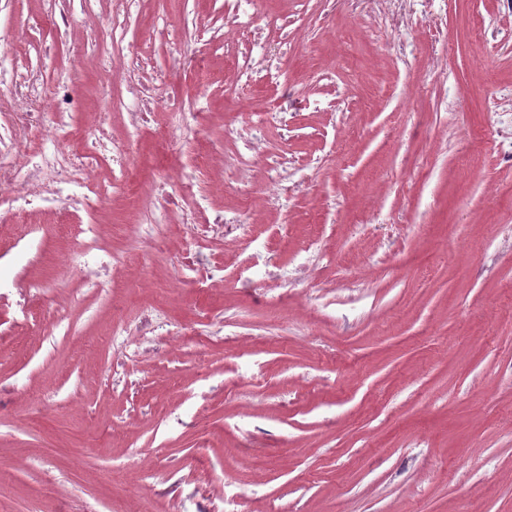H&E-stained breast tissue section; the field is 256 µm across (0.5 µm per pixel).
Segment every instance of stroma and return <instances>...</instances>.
<instances>
[{"label":"stroma","instance_id":"1","mask_svg":"<svg viewBox=\"0 0 512 512\" xmlns=\"http://www.w3.org/2000/svg\"><path fill=\"white\" fill-rule=\"evenodd\" d=\"M223 8L136 0L115 37L159 74L167 13L192 37ZM404 8L399 35L358 29L346 0L331 19L261 4L296 20L283 70L303 105L267 139L289 191L261 161L246 185L224 170L243 233L148 223L145 198L92 229L0 220V512H512V8ZM38 15L0 0V35L51 48L0 45V67L94 39ZM239 97L209 86L191 147L139 138L136 175L194 170Z\"/></svg>","mask_w":512,"mask_h":512}]
</instances>
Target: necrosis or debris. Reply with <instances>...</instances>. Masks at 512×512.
<instances>
[{
    "mask_svg": "<svg viewBox=\"0 0 512 512\" xmlns=\"http://www.w3.org/2000/svg\"><path fill=\"white\" fill-rule=\"evenodd\" d=\"M287 40L288 23L279 14L267 15L259 28L242 0H228L221 41L234 60L232 82L242 90L263 87L271 92L260 108V121L244 131L225 125V143L243 145L232 165L253 166L264 154L268 126L288 125L294 89L270 63ZM131 93L138 103L128 114L131 138L149 132V115L162 106L174 120L158 131V138L175 145L195 142L206 115L194 101L165 103L160 85L151 81L132 85ZM85 110L93 115L89 131L72 124L74 114ZM111 119L107 107H86L73 68L57 66L48 79L38 73L9 75L0 70V214L20 221L38 209L63 213L79 208L97 219L111 205L113 189L125 187L131 174L126 164L129 140L113 139ZM176 183L172 193L152 186L151 197L182 223H208L195 174L180 172Z\"/></svg>",
    "mask_w": 512,
    "mask_h": 512,
    "instance_id": "4bbe7bcc",
    "label": "necrosis or debris"
}]
</instances>
